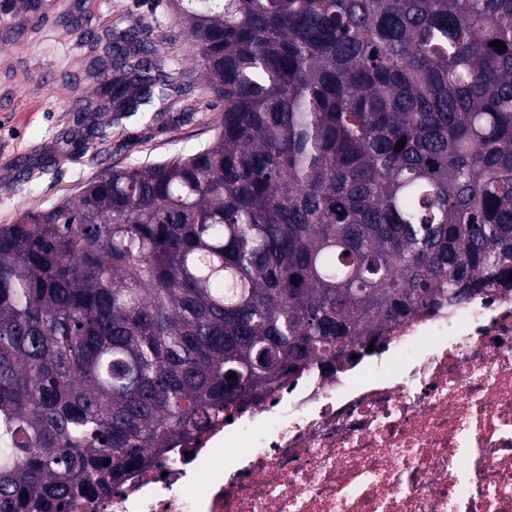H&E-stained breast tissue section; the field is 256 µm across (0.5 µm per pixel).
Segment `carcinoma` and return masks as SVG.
<instances>
[{"label": "carcinoma", "instance_id": "carcinoma-1", "mask_svg": "<svg viewBox=\"0 0 512 512\" xmlns=\"http://www.w3.org/2000/svg\"><path fill=\"white\" fill-rule=\"evenodd\" d=\"M173 4L214 139L0 225V512L110 494L512 272V0ZM151 53H117L115 114L170 78Z\"/></svg>", "mask_w": 512, "mask_h": 512}]
</instances>
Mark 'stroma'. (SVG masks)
I'll list each match as a JSON object with an SVG mask.
<instances>
[{
	"mask_svg": "<svg viewBox=\"0 0 512 512\" xmlns=\"http://www.w3.org/2000/svg\"><path fill=\"white\" fill-rule=\"evenodd\" d=\"M44 2L37 30H25L18 4L0 21V224L77 196L105 168L197 150L222 117L171 0ZM132 28L172 80L151 111L118 120L97 94L94 62ZM78 101L89 115L73 110Z\"/></svg>",
	"mask_w": 512,
	"mask_h": 512,
	"instance_id": "1",
	"label": "stroma"
}]
</instances>
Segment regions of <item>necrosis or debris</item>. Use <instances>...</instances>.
I'll use <instances>...</instances> for the list:
<instances>
[{
  "label": "necrosis or debris",
  "instance_id": "necrosis-or-debris-1",
  "mask_svg": "<svg viewBox=\"0 0 512 512\" xmlns=\"http://www.w3.org/2000/svg\"><path fill=\"white\" fill-rule=\"evenodd\" d=\"M76 512H512V290L420 313Z\"/></svg>",
  "mask_w": 512,
  "mask_h": 512
}]
</instances>
